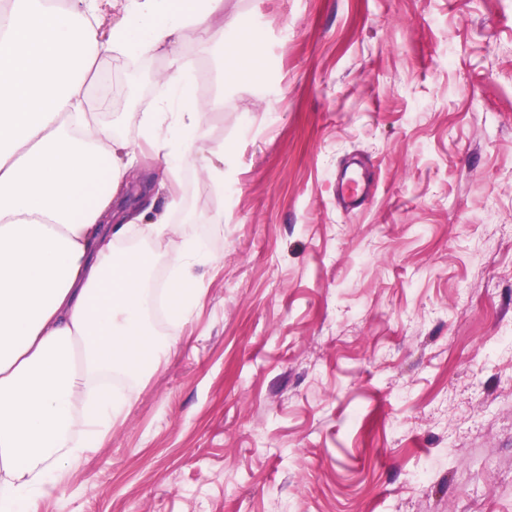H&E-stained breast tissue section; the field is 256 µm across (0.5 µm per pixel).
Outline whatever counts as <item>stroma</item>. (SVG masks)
Returning a JSON list of instances; mask_svg holds the SVG:
<instances>
[{
	"mask_svg": "<svg viewBox=\"0 0 512 512\" xmlns=\"http://www.w3.org/2000/svg\"><path fill=\"white\" fill-rule=\"evenodd\" d=\"M225 57L102 58L139 141L198 72L224 198L184 170L197 316L34 512H512V0H224ZM260 73L228 83L237 42Z\"/></svg>",
	"mask_w": 512,
	"mask_h": 512,
	"instance_id": "1",
	"label": "stroma"
}]
</instances>
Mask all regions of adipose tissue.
<instances>
[{
  "label": "adipose tissue",
  "instance_id": "1",
  "mask_svg": "<svg viewBox=\"0 0 512 512\" xmlns=\"http://www.w3.org/2000/svg\"><path fill=\"white\" fill-rule=\"evenodd\" d=\"M102 29L97 0H0V512L65 486L131 405L107 380L140 379L176 349L202 290L198 245L178 233L179 174L208 159L224 193V146L210 144L194 66L174 59L143 143L161 158L137 206L123 193L137 156L111 122L85 111L98 59L172 49L188 30L216 48L237 20L224 0H116ZM168 185L159 203L154 183ZM172 271L164 333L148 322L157 259Z\"/></svg>",
  "mask_w": 512,
  "mask_h": 512
}]
</instances>
